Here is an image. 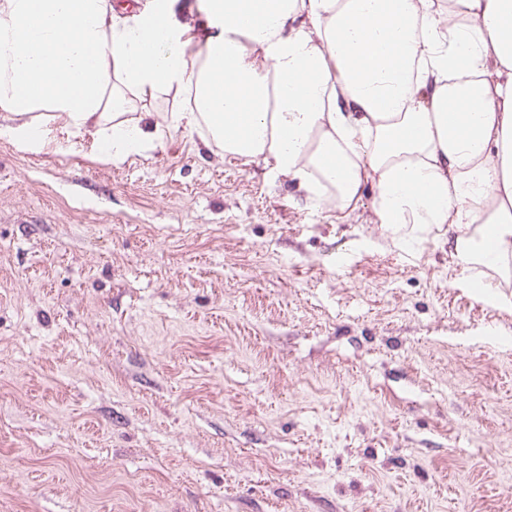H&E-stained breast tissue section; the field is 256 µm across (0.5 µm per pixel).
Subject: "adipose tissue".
I'll return each instance as SVG.
<instances>
[{
  "label": "adipose tissue",
  "instance_id": "ef3b65f1",
  "mask_svg": "<svg viewBox=\"0 0 512 512\" xmlns=\"http://www.w3.org/2000/svg\"><path fill=\"white\" fill-rule=\"evenodd\" d=\"M167 96L163 124L128 118ZM0 110L20 150L60 121L114 163L201 130L512 275V0H0Z\"/></svg>",
  "mask_w": 512,
  "mask_h": 512
}]
</instances>
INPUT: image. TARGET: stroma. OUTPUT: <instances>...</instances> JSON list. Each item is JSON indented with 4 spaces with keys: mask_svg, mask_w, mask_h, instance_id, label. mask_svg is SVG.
<instances>
[{
    "mask_svg": "<svg viewBox=\"0 0 512 512\" xmlns=\"http://www.w3.org/2000/svg\"><path fill=\"white\" fill-rule=\"evenodd\" d=\"M48 141L0 135V512H512V277L198 132Z\"/></svg>",
    "mask_w": 512,
    "mask_h": 512,
    "instance_id": "stroma-1",
    "label": "stroma"
}]
</instances>
